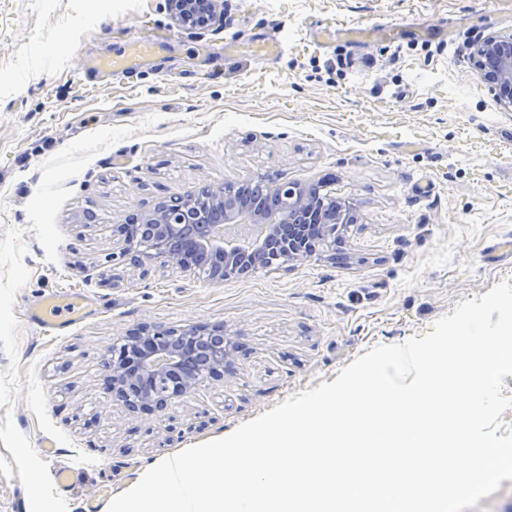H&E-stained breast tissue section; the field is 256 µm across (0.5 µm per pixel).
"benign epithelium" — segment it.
Segmentation results:
<instances>
[{
    "instance_id": "benign-epithelium-1",
    "label": "benign epithelium",
    "mask_w": 512,
    "mask_h": 512,
    "mask_svg": "<svg viewBox=\"0 0 512 512\" xmlns=\"http://www.w3.org/2000/svg\"><path fill=\"white\" fill-rule=\"evenodd\" d=\"M219 0H169L175 20L182 27H206L217 18ZM473 59L479 77L501 89L512 106V35L488 36L475 44ZM231 185H205L197 191L174 197L161 211L142 219L158 225L159 232L143 238L132 233L120 252L132 267L143 269L158 262L193 274L199 267L187 262L182 247L194 246L205 253L224 255V268L209 280L222 283L240 277L244 257L250 273L282 267L312 257L316 247L330 236L329 224H279L260 211H236L224 201L233 195ZM269 195L284 199L298 209L307 207L306 197L286 183H267ZM238 350L224 326H191L180 331L157 329L146 336H123L113 342L106 368L107 390L128 412L151 409L164 412L172 400L193 392L203 382L230 371Z\"/></svg>"
}]
</instances>
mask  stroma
Listing matches in <instances>:
<instances>
[{
	"label": "stroma",
	"instance_id": "1",
	"mask_svg": "<svg viewBox=\"0 0 512 512\" xmlns=\"http://www.w3.org/2000/svg\"><path fill=\"white\" fill-rule=\"evenodd\" d=\"M223 7V22L185 30L168 0H0V512L33 496L99 510L145 465L229 436L512 278V253L493 249L512 239V107L471 60L478 38L512 34V0ZM344 26L382 33L309 35ZM155 33L133 80L88 76V59ZM264 37L282 44L276 59L252 48ZM261 176L350 202L362 221L348 262L320 250L220 284L112 264L128 215ZM52 291L83 296L84 319L36 324ZM214 324L239 344L233 371L166 415L128 413L105 390L117 338Z\"/></svg>",
	"mask_w": 512,
	"mask_h": 512
}]
</instances>
